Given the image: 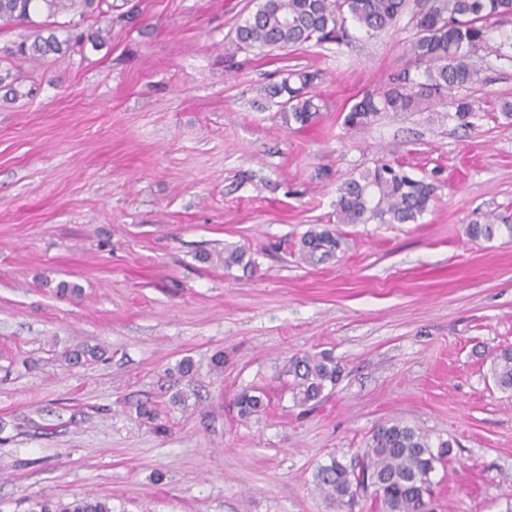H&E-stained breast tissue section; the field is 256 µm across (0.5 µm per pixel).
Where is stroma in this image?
<instances>
[{"label":"stroma","mask_w":512,"mask_h":512,"mask_svg":"<svg viewBox=\"0 0 512 512\" xmlns=\"http://www.w3.org/2000/svg\"><path fill=\"white\" fill-rule=\"evenodd\" d=\"M113 2L111 37L60 61L8 55L29 30H0L20 81L0 88V512L88 493L113 512H336L318 466L350 464L393 419L453 444L437 512H512V397L484 361L512 344V237L465 234L512 218V123L464 127L440 106L344 127L410 68L406 15L266 55L236 47L259 0ZM288 65L322 100L303 128L267 94ZM486 77L471 98L512 101V59ZM380 159L435 181L427 212L337 224V186ZM314 224L342 244L308 264ZM231 246L254 273L199 259ZM86 345L102 357L65 360ZM321 351L341 376L308 411L283 367ZM252 388L269 404L245 422ZM483 219L484 220L482 222L475 220L471 224L467 225L466 234L471 241H490L494 239L497 234L502 233L503 231L506 232L508 236L512 237V224H508L506 221L504 222L499 218L498 219L502 224H496L488 218ZM258 394H251L249 390L238 394L235 405L238 408V415L241 419L248 421L258 416L265 409V394L261 391H253Z\"/></svg>","instance_id":"stroma-1"}]
</instances>
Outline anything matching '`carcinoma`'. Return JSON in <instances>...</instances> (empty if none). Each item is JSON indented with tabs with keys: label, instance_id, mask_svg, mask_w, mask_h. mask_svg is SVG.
<instances>
[{
	"label": "carcinoma",
	"instance_id": "obj_1",
	"mask_svg": "<svg viewBox=\"0 0 512 512\" xmlns=\"http://www.w3.org/2000/svg\"><path fill=\"white\" fill-rule=\"evenodd\" d=\"M408 9V0H260L236 32L237 47L268 49L272 52L306 43L341 44L347 37L346 19L353 20L366 34L388 30ZM62 14L81 19H112L110 0H0V28L27 26L35 29L34 39L21 41L15 54L34 64L49 55L64 56L82 42L83 35L71 34L61 40L56 35ZM416 37L409 53L424 81L405 70L393 82L376 91H367L344 115L343 124L356 130L372 124L386 112L431 111L442 104L448 92L469 89L484 83L485 59L505 56L512 50V0H422L412 16ZM315 74L287 70L281 82L268 94L281 98L286 121L305 126L320 111L316 96L309 91ZM455 118L462 126L488 116L494 120L512 119V103L503 101L485 110L469 97L453 102ZM436 186L424 178L410 176L400 163L381 160L344 180L336 188L338 224H410L418 221L435 197ZM512 237V224L489 219L467 225L466 234L474 242L490 241L501 232ZM341 246L336 229L324 227L307 231L300 240L302 258L317 263L335 256ZM203 260L256 269L250 250L244 246L226 247L208 253ZM489 371L495 386L512 393V347H498L489 354ZM284 373L291 378L289 389L298 406L314 405L324 398L327 388H335L340 369L329 352L294 354ZM265 394H238L235 405L241 419L248 421L265 409ZM453 444L416 427L395 420L378 426L360 449L358 464L349 468L332 457L318 466L317 485L325 500L338 512H353L357 487L369 494L377 512H435L433 473L445 465ZM29 512H112L106 498L82 496L64 506L46 497L33 503Z\"/></svg>",
	"mask_w": 512,
	"mask_h": 512
}]
</instances>
